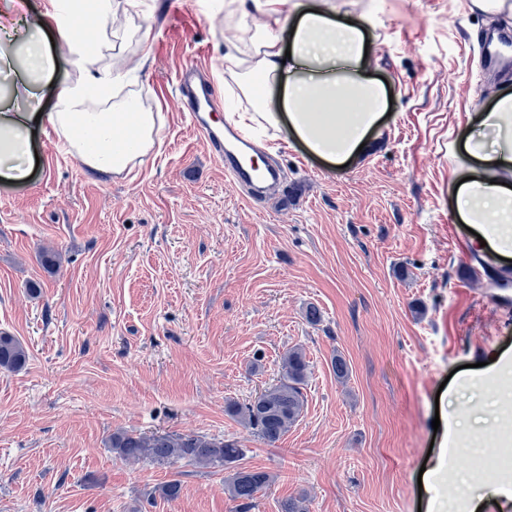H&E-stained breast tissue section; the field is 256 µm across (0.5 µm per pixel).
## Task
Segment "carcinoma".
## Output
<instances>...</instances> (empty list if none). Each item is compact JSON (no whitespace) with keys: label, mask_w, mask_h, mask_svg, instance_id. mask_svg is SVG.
<instances>
[{"label":"carcinoma","mask_w":512,"mask_h":512,"mask_svg":"<svg viewBox=\"0 0 512 512\" xmlns=\"http://www.w3.org/2000/svg\"><path fill=\"white\" fill-rule=\"evenodd\" d=\"M28 353L16 337L0 333V369L19 371L27 363ZM309 364L303 351L291 348L280 357L277 384L261 391L244 403H230L226 411L268 445L278 442L299 421L304 409L303 389ZM112 452L128 463L148 462L173 465L186 460L203 468L233 469L225 478V488L238 502L239 512H250L257 495L274 481L268 471L236 467L246 449L231 439L209 438L177 432L136 433L118 430L112 433Z\"/></svg>","instance_id":"1"}]
</instances>
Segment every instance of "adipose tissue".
<instances>
[{"label":"adipose tissue","mask_w":512,"mask_h":512,"mask_svg":"<svg viewBox=\"0 0 512 512\" xmlns=\"http://www.w3.org/2000/svg\"><path fill=\"white\" fill-rule=\"evenodd\" d=\"M121 3L135 11L141 6V0H50L37 27L17 41L16 56L33 84L22 107L0 91L1 182L27 179L28 133L38 122L50 125L93 174L122 173L153 149L155 114L119 94L127 37L110 19ZM230 3L233 14L251 22L224 53L225 74L252 101L238 126L265 131L284 121L312 154L338 165L355 157L386 105L385 87L365 74L361 24L337 21L328 0L320 6L306 0ZM85 25L97 27L96 42L77 38ZM62 57L79 77L59 87L52 111L40 112L36 85ZM453 202L492 252L512 255V92L497 96L465 136L455 157Z\"/></svg>","instance_id":"1"}]
</instances>
